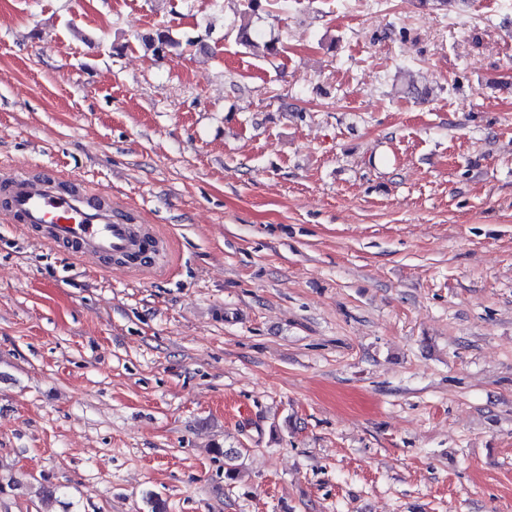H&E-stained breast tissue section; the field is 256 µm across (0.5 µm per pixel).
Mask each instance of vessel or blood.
I'll use <instances>...</instances> for the list:
<instances>
[{
    "mask_svg": "<svg viewBox=\"0 0 512 512\" xmlns=\"http://www.w3.org/2000/svg\"><path fill=\"white\" fill-rule=\"evenodd\" d=\"M0 215L36 231L49 246L75 259L127 258V271L161 272L169 240L131 224L123 204L80 180L62 181L49 170L0 169Z\"/></svg>",
    "mask_w": 512,
    "mask_h": 512,
    "instance_id": "1",
    "label": "vessel or blood"
}]
</instances>
